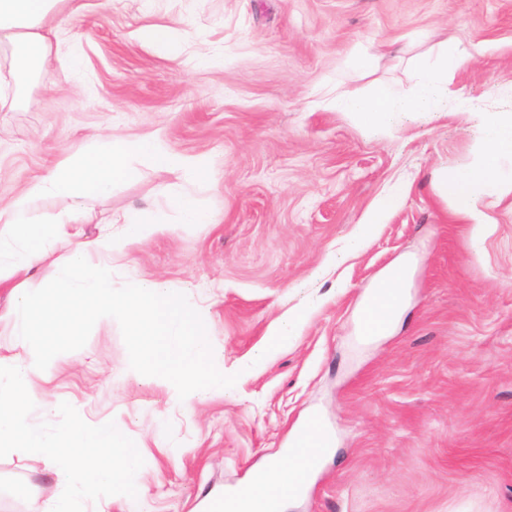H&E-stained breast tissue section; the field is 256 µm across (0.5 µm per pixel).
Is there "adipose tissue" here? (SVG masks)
Instances as JSON below:
<instances>
[{"mask_svg":"<svg viewBox=\"0 0 512 512\" xmlns=\"http://www.w3.org/2000/svg\"><path fill=\"white\" fill-rule=\"evenodd\" d=\"M55 2L0 0V37H7L23 59L13 73L16 83H23L27 77L25 57L33 56L43 62L49 56L47 38L40 27ZM470 60L467 48L458 43L446 44L435 55L416 60V85L412 93L405 94L377 83L364 92L336 93L330 106L339 112L358 115L368 123L405 112H444L451 107L463 111L467 100L450 83L456 73L466 69ZM495 95L503 106L479 129L478 165L446 177L438 185L439 193L451 202L455 212L478 229L490 222L478 205L481 197L512 193V84L499 87ZM300 466V457L291 451L269 459L264 465L265 482L278 489L271 512H285L291 500L288 482Z\"/></svg>","mask_w":512,"mask_h":512,"instance_id":"obj_1","label":"adipose tissue"}]
</instances>
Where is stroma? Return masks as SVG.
<instances>
[{
	"label": "stroma",
	"mask_w": 512,
	"mask_h": 512,
	"mask_svg": "<svg viewBox=\"0 0 512 512\" xmlns=\"http://www.w3.org/2000/svg\"><path fill=\"white\" fill-rule=\"evenodd\" d=\"M50 61L22 85L0 42V200L20 193L95 134H160L211 160L197 195L213 221L172 225L107 265L118 285L159 280L201 314L224 372L221 395L183 402L128 367L118 322L54 357L34 403L66 402L113 419L143 455L145 512H205L287 447L308 414L332 432L305 494L287 512H512V195L482 198L493 226L475 232L435 188L473 166L479 112L411 113L370 125L326 102L385 82L411 90L414 61L457 42L472 54L453 78L477 102L512 83V0H57ZM172 27L186 54L223 51L214 69L168 60L145 26ZM369 49L370 70L349 64ZM177 174L150 164L110 195L39 211L72 212L88 238L155 213ZM396 206L365 248L347 254L377 201ZM406 271L402 316L360 336L378 276ZM305 309L288 348L260 366L270 325ZM0 478L47 499L61 478L34 453L0 458Z\"/></svg>",
	"instance_id": "stroma-1"
}]
</instances>
